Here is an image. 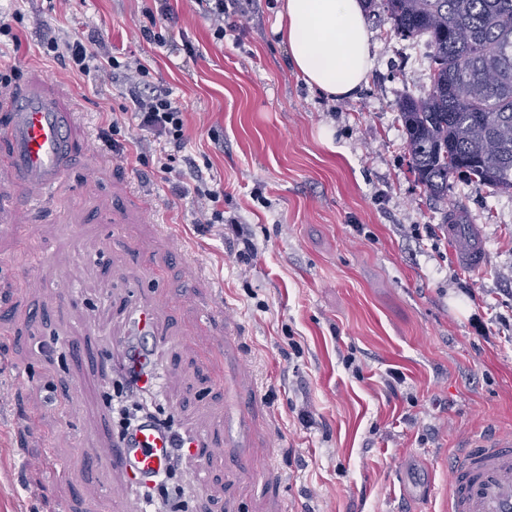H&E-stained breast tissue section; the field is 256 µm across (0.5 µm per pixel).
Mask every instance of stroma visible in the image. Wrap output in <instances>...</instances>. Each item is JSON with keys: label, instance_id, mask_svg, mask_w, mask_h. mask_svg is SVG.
I'll list each match as a JSON object with an SVG mask.
<instances>
[{"label": "stroma", "instance_id": "stroma-1", "mask_svg": "<svg viewBox=\"0 0 512 512\" xmlns=\"http://www.w3.org/2000/svg\"><path fill=\"white\" fill-rule=\"evenodd\" d=\"M153 5L0 0V13L24 15L0 71L20 85L48 78L77 114V157L39 204L0 166V359L12 384L0 428L13 442L0 451V512H102L111 488L136 512L121 472L95 463L119 429L111 394L128 328L101 283L119 293L149 279L129 240L149 244L170 304L158 318L161 417L220 442L225 401L255 405L242 447L204 487L197 461L172 473L184 496L170 512H442L444 463L461 441L512 430V192L455 178L438 202L410 173L399 103L430 87L426 41L367 9L368 82L335 101L272 38L277 0L226 17L220 41L189 0H169L155 21L170 47L141 35ZM48 32L148 60L184 109L175 174L155 167L134 117L112 130L113 111L132 105L122 76L98 86L42 58ZM189 161L223 189L224 223H198L177 175ZM455 211L484 243L480 270L448 244ZM115 212L118 241L103 224ZM241 229L257 247L245 259ZM218 300L223 323L187 350L189 323ZM47 448L54 476L25 468Z\"/></svg>", "mask_w": 512, "mask_h": 512}]
</instances>
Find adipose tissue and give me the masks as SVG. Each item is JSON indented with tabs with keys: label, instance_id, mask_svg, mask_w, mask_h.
<instances>
[{
	"label": "adipose tissue",
	"instance_id": "1",
	"mask_svg": "<svg viewBox=\"0 0 512 512\" xmlns=\"http://www.w3.org/2000/svg\"><path fill=\"white\" fill-rule=\"evenodd\" d=\"M272 33L310 87L332 98L354 96L371 71L360 0H282Z\"/></svg>",
	"mask_w": 512,
	"mask_h": 512
}]
</instances>
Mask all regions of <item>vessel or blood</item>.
<instances>
[{
  "instance_id": "1",
  "label": "vessel or blood",
  "mask_w": 512,
  "mask_h": 512,
  "mask_svg": "<svg viewBox=\"0 0 512 512\" xmlns=\"http://www.w3.org/2000/svg\"><path fill=\"white\" fill-rule=\"evenodd\" d=\"M74 112L45 82L28 83L0 104V139L9 145L8 169L29 198L54 189L72 160ZM448 241L458 264L466 270L483 266L485 253L477 232L449 225ZM130 325L147 351L164 342L156 318L161 297L156 290L136 282L125 289ZM252 416L246 403L232 405L224 418L225 443L244 430ZM183 446L191 456L209 449L212 459L223 460V445L199 435L185 436ZM170 441L154 425L137 431L134 441L114 439L99 452L107 465H121L125 483L139 484L143 475L164 474L170 460ZM447 512H512V431H488L469 437L448 464Z\"/></svg>"
}]
</instances>
